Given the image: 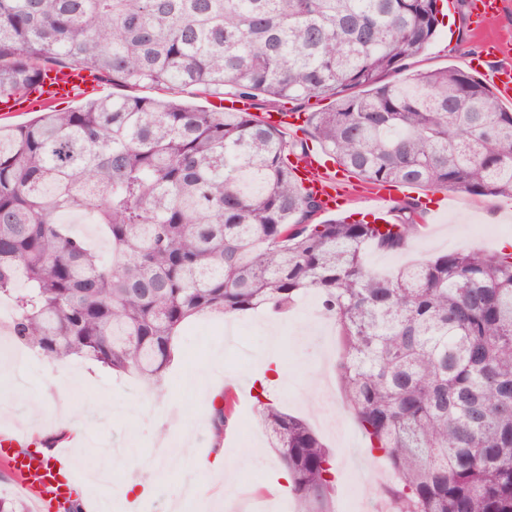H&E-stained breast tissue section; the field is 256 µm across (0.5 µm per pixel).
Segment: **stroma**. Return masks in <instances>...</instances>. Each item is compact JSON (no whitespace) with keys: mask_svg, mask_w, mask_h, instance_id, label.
Returning a JSON list of instances; mask_svg holds the SVG:
<instances>
[{"mask_svg":"<svg viewBox=\"0 0 512 512\" xmlns=\"http://www.w3.org/2000/svg\"><path fill=\"white\" fill-rule=\"evenodd\" d=\"M433 43L410 62L411 69H467L468 58L481 43L469 19L468 0H456L448 9ZM444 203L425 214L422 225L405 251L383 253L367 250L366 261L380 272H389L414 260L434 257L467 247L484 253L500 250L512 239V199L468 193L444 192ZM318 300L308 295L289 310L275 313L258 309L236 316L233 340H225L226 320L203 316L193 319L175 341V357L164 376L161 390L148 388L137 377H116L98 365L81 359L51 362L32 355L18 364L20 346L0 329V364L9 371L0 381L13 385L15 394L0 407V428L31 432L48 427L58 432V410L69 406L77 416V440L66 441L73 459L105 446L138 447L142 465L155 464L161 440H187L190 451L177 464L178 474L159 483L148 512H165L178 487L179 476L199 477L215 506L212 512H295L294 498L279 481L277 455L255 408L254 385L261 359L273 354L288 374L266 383V397L291 415L304 419L331 449L336 465V512H382L377 492L387 482L386 460L365 451L361 430L341 394L332 367L339 356L335 333H323L320 315L313 311ZM277 323L282 336L278 351L268 349V323ZM223 352L224 368L217 377L220 390L231 392L236 412L215 439L209 416H193L185 394L188 379L201 371L214 352ZM224 457L221 475L196 474L201 457Z\"/></svg>","mask_w":512,"mask_h":512,"instance_id":"35a3bbf8","label":"stroma"}]
</instances>
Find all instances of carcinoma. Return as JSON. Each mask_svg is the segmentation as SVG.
I'll list each match as a JSON object with an SVG mask.
<instances>
[{"label": "carcinoma", "instance_id": "1", "mask_svg": "<svg viewBox=\"0 0 512 512\" xmlns=\"http://www.w3.org/2000/svg\"><path fill=\"white\" fill-rule=\"evenodd\" d=\"M438 0H0V97L52 68L268 106L331 98L312 136L366 184L512 196V111L484 79L408 70ZM303 140L246 110L116 96L0 126V298L14 339L52 361L136 372L153 388L191 318L311 293L334 319L336 380L385 512H512V251L456 249L380 274L396 222L317 220L289 156ZM98 225L104 257L70 225ZM254 396L299 512H335L333 454ZM213 409L221 439L235 412Z\"/></svg>", "mask_w": 512, "mask_h": 512}]
</instances>
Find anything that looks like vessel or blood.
I'll list each match as a JSON object with an SVG mask.
<instances>
[{
	"label": "vessel or blood",
	"instance_id": "1",
	"mask_svg": "<svg viewBox=\"0 0 512 512\" xmlns=\"http://www.w3.org/2000/svg\"><path fill=\"white\" fill-rule=\"evenodd\" d=\"M504 45L496 40L486 41L481 53L471 56L469 65L479 70L486 81L490 83L500 101L512 104V67L495 65L494 60L502 55ZM98 87L97 79L87 71L63 69L49 71L40 87L29 89L21 100H0V113L14 114L19 103H27L28 107H36L44 103L70 97L80 92H90ZM25 435L19 433H0V456L8 459L12 470L18 477L19 483H26L30 473L41 475L39 484L32 486L33 494L40 501L52 502L56 512H65L69 502L68 481L61 469L67 465L69 458L58 455L49 460L44 456L26 452Z\"/></svg>",
	"mask_w": 512,
	"mask_h": 512
}]
</instances>
